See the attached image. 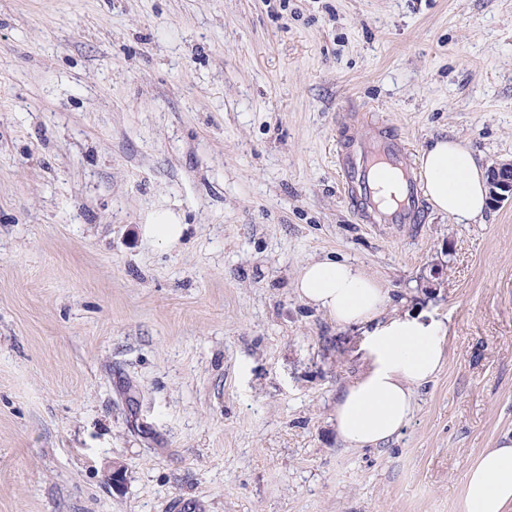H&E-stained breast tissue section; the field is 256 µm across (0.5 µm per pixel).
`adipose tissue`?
<instances>
[{
  "mask_svg": "<svg viewBox=\"0 0 512 512\" xmlns=\"http://www.w3.org/2000/svg\"><path fill=\"white\" fill-rule=\"evenodd\" d=\"M425 194L434 208L459 220L483 214L484 171L458 141L440 138L419 158ZM298 296L337 326L360 328L368 357L337 395L336 433L348 448H376L391 441L415 410L418 387L446 363L445 334L430 315L386 314V292L360 267L331 259L303 264ZM457 512H512V439L481 451L467 469Z\"/></svg>",
  "mask_w": 512,
  "mask_h": 512,
  "instance_id": "obj_1",
  "label": "adipose tissue"
}]
</instances>
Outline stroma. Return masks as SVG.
<instances>
[{
	"mask_svg": "<svg viewBox=\"0 0 512 512\" xmlns=\"http://www.w3.org/2000/svg\"><path fill=\"white\" fill-rule=\"evenodd\" d=\"M379 126L512 160V0H0V512H456L512 436V203L359 223L336 140ZM324 256L445 331L380 448ZM186 224H180L177 216L171 212L155 215L152 224H145V235L160 242L175 243L184 234Z\"/></svg>",
	"mask_w": 512,
	"mask_h": 512,
	"instance_id": "1",
	"label": "stroma"
}]
</instances>
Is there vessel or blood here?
<instances>
[{
	"label": "vessel or blood",
	"mask_w": 512,
	"mask_h": 512,
	"mask_svg": "<svg viewBox=\"0 0 512 512\" xmlns=\"http://www.w3.org/2000/svg\"><path fill=\"white\" fill-rule=\"evenodd\" d=\"M338 174L365 224H416L425 208L411 150L383 129L361 140L341 135Z\"/></svg>",
	"instance_id": "vessel-or-blood-1"
}]
</instances>
